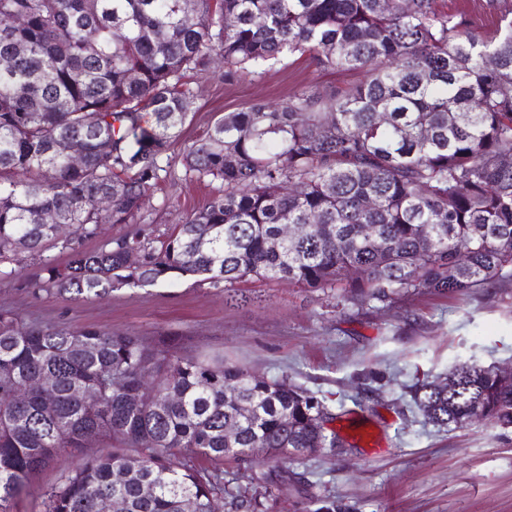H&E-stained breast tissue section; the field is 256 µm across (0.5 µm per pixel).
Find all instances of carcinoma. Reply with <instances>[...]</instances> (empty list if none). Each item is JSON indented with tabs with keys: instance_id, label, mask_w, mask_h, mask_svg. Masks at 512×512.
<instances>
[{
	"instance_id": "carcinoma-1",
	"label": "carcinoma",
	"mask_w": 512,
	"mask_h": 512,
	"mask_svg": "<svg viewBox=\"0 0 512 512\" xmlns=\"http://www.w3.org/2000/svg\"><path fill=\"white\" fill-rule=\"evenodd\" d=\"M22 13L26 23L11 25ZM361 70L362 82L256 100L218 117L181 159L172 146L198 91L190 74L224 66L233 83L286 58ZM0 274L20 252L37 287L102 297L172 276H201L247 302V278L336 291L362 306L410 293H472L512 279V18L494 36L438 0H0ZM99 124L88 129L84 114ZM85 147L72 167L66 144ZM215 186L161 245L143 231L96 249L100 195L113 224H138L159 182ZM52 211L72 227L64 267L44 256ZM307 224L294 239L284 224ZM138 252L131 270L127 256ZM352 267L361 270L348 276ZM447 392L415 389L450 430L512 428V385L494 368L456 365ZM53 380L51 396L37 385ZM98 391L87 403L82 392ZM325 405L288 377L150 349L138 337L23 328L0 319V512L62 448L73 456L43 493L44 512H264L243 489L176 457L275 464L343 446ZM237 427L228 443L224 427ZM112 453L87 456L88 441Z\"/></svg>"
}]
</instances>
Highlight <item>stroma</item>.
I'll list each match as a JSON object with an SVG mask.
<instances>
[{"label":"stroma","mask_w":512,"mask_h":512,"mask_svg":"<svg viewBox=\"0 0 512 512\" xmlns=\"http://www.w3.org/2000/svg\"><path fill=\"white\" fill-rule=\"evenodd\" d=\"M363 78L359 70L320 69L306 55L230 84L222 73L206 75L174 151L202 136L214 115ZM209 194L207 184L189 180L155 190L142 222L151 244ZM13 268L0 276V316L17 326L102 328L152 349L238 363L267 379L284 375L335 414L334 430L354 413L382 434L377 452L327 448L291 462L287 479L272 489L269 465L254 462L253 490L272 492L267 512H512V429L474 424L447 432L414 401L416 386L442 380L455 364L512 368V279L466 296L406 295L354 306L329 291L251 278L238 285L250 304L233 308L222 289L190 276L70 300L36 288L40 265L28 254ZM71 463L65 454L33 474L12 512H44V490Z\"/></svg>","instance_id":"obj_1"}]
</instances>
